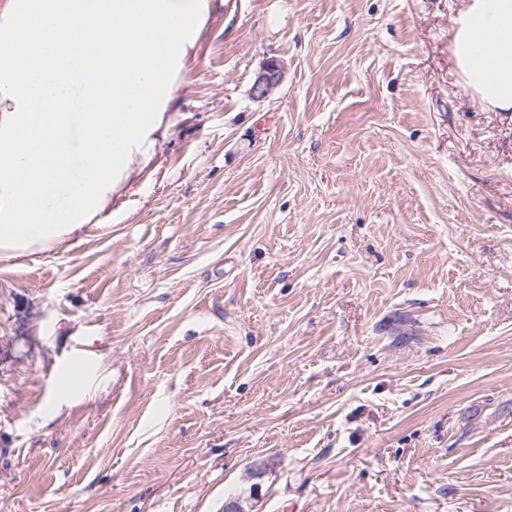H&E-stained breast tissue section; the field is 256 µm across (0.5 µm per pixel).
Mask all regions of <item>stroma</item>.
<instances>
[{"label":"stroma","instance_id":"stroma-1","mask_svg":"<svg viewBox=\"0 0 512 512\" xmlns=\"http://www.w3.org/2000/svg\"><path fill=\"white\" fill-rule=\"evenodd\" d=\"M460 8L208 18L111 207L0 258V512H512V112ZM282 65L274 59L266 61L257 73L251 87V95L257 101L265 100L284 78Z\"/></svg>","mask_w":512,"mask_h":512}]
</instances>
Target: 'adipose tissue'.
Returning a JSON list of instances; mask_svg holds the SVG:
<instances>
[{"label": "adipose tissue", "mask_w": 512, "mask_h": 512, "mask_svg": "<svg viewBox=\"0 0 512 512\" xmlns=\"http://www.w3.org/2000/svg\"><path fill=\"white\" fill-rule=\"evenodd\" d=\"M215 5L0 0V255L67 242L111 205L166 133L177 78ZM452 45L470 96L512 112V0H465ZM75 167L80 191L50 207V189Z\"/></svg>", "instance_id": "ef3b65f1"}]
</instances>
